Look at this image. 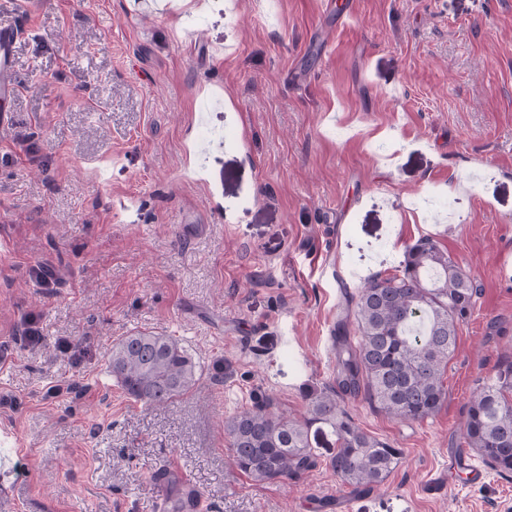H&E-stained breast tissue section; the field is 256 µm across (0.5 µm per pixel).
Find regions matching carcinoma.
Wrapping results in <instances>:
<instances>
[{
  "label": "carcinoma",
  "mask_w": 512,
  "mask_h": 512,
  "mask_svg": "<svg viewBox=\"0 0 512 512\" xmlns=\"http://www.w3.org/2000/svg\"><path fill=\"white\" fill-rule=\"evenodd\" d=\"M480 285L436 243L410 246L400 273L375 277L360 288L354 320L334 330L336 387L303 392L300 418L273 411V400L224 421L235 467L253 481L299 477L316 465L314 445L323 428L334 436L329 464L341 482L372 491L387 479L401 452L358 427L342 405L364 397L378 411L403 423H420L442 409L443 376L457 347L458 327L476 305ZM112 376L125 395L148 407H163L189 393L199 366L183 344L161 333H132L112 345ZM493 378L468 403L464 438L491 469L512 473V357L502 358Z\"/></svg>",
  "instance_id": "obj_1"
}]
</instances>
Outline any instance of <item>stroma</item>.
Segmentation results:
<instances>
[{"instance_id": "stroma-1", "label": "stroma", "mask_w": 512, "mask_h": 512, "mask_svg": "<svg viewBox=\"0 0 512 512\" xmlns=\"http://www.w3.org/2000/svg\"><path fill=\"white\" fill-rule=\"evenodd\" d=\"M0 23L18 29L0 109V512H159L163 469L205 512H334L352 491L330 441L301 477L257 483L224 420L334 386L337 321L422 238L481 295L435 417L347 400L402 451L365 512H512V473L416 493L512 355V0H0ZM30 314L34 347L14 338ZM137 332L201 367L169 406L112 375V345Z\"/></svg>"}]
</instances>
